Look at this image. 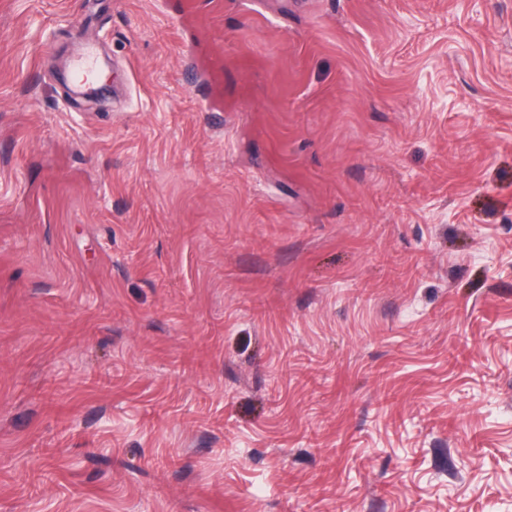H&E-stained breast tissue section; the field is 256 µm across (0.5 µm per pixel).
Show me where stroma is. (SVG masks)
Instances as JSON below:
<instances>
[{"label": "stroma", "instance_id": "obj_1", "mask_svg": "<svg viewBox=\"0 0 512 512\" xmlns=\"http://www.w3.org/2000/svg\"><path fill=\"white\" fill-rule=\"evenodd\" d=\"M0 512H512V0H0Z\"/></svg>", "mask_w": 512, "mask_h": 512}]
</instances>
